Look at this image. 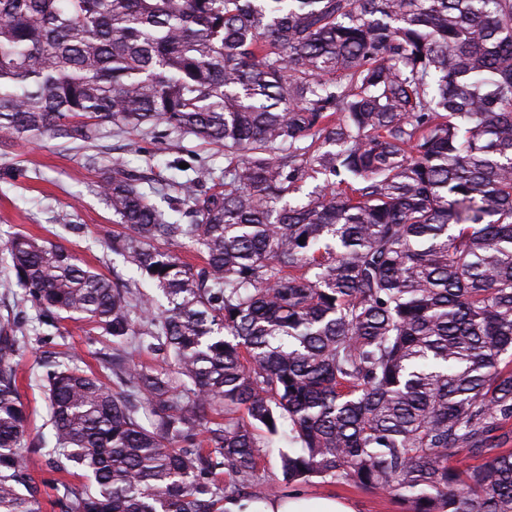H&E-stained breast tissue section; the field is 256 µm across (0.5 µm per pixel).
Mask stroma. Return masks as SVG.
I'll use <instances>...</instances> for the list:
<instances>
[{"mask_svg":"<svg viewBox=\"0 0 512 512\" xmlns=\"http://www.w3.org/2000/svg\"><path fill=\"white\" fill-rule=\"evenodd\" d=\"M192 154L206 162L223 165L224 151L194 137L150 142L136 134L104 131L92 150L68 145L59 139L37 142L16 141L0 146V244L14 235L30 234L64 244L85 264L115 282L131 278L132 272L121 256L104 248L101 239L114 230L112 211L98 185L107 165L119 160L152 179L169 177L167 163L175 154ZM69 224L88 225L90 232L77 238L66 233ZM59 333L73 347L83 367L99 370L109 351L107 342L87 345L90 327L82 321L61 322ZM51 346L30 341L18 357V384L30 414L31 434L50 437L46 423L47 401L37 378L41 362L50 356ZM261 473L273 493L296 489L312 497H338L353 503L356 512H406L397 497L365 487L339 482L316 481L289 486L283 480L277 452L263 455Z\"/></svg>","mask_w":512,"mask_h":512,"instance_id":"obj_1","label":"stroma"}]
</instances>
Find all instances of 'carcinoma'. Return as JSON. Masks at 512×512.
<instances>
[{
  "label": "carcinoma",
  "instance_id": "1",
  "mask_svg": "<svg viewBox=\"0 0 512 512\" xmlns=\"http://www.w3.org/2000/svg\"><path fill=\"white\" fill-rule=\"evenodd\" d=\"M107 126L224 167L105 173L103 242L156 296L0 246L38 325L112 337L99 374L44 364L48 448L0 320V512H41L32 453L85 478L56 486L65 512H221L267 497L283 437L288 483L512 512V0H0V141Z\"/></svg>",
  "mask_w": 512,
  "mask_h": 512
}]
</instances>
